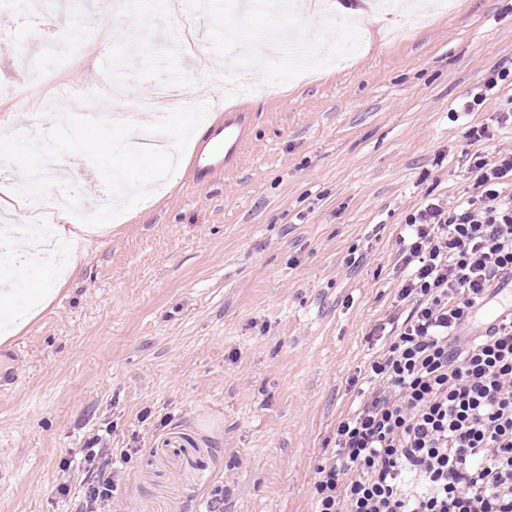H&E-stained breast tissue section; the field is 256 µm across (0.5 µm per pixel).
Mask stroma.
Segmentation results:
<instances>
[{"mask_svg": "<svg viewBox=\"0 0 512 512\" xmlns=\"http://www.w3.org/2000/svg\"><path fill=\"white\" fill-rule=\"evenodd\" d=\"M277 15L242 0H100L0 9V103L57 101L55 84L129 82L136 101L96 114L134 115L158 78L184 105L220 89L210 118L245 110L237 166L195 186L192 149L175 174L77 244L63 288L45 268L48 306L0 341V512H76L84 456L97 441L126 491L112 512H311L318 466L337 421L368 386V367L408 307L398 299L406 219L430 199L466 201L477 147L512 152V78L472 112L452 108L512 62V0H439L378 15L367 0ZM81 39H73V30ZM207 47L184 51L187 36ZM357 49L337 60L335 49ZM94 211L109 195L97 167L67 155L49 170Z\"/></svg>", "mask_w": 512, "mask_h": 512, "instance_id": "35a3bbf8", "label": "stroma"}]
</instances>
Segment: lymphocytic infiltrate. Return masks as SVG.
I'll return each instance as SVG.
<instances>
[{"label":"lymphocytic infiltrate","mask_w":512,"mask_h":512,"mask_svg":"<svg viewBox=\"0 0 512 512\" xmlns=\"http://www.w3.org/2000/svg\"><path fill=\"white\" fill-rule=\"evenodd\" d=\"M475 193L410 214L398 293L407 317L369 366L364 402L336 424L312 512H512V310L478 335L474 312L512 275V153L475 152ZM79 512L119 489L103 451L85 456Z\"/></svg>","instance_id":"lymphocytic-infiltrate-1"}]
</instances>
